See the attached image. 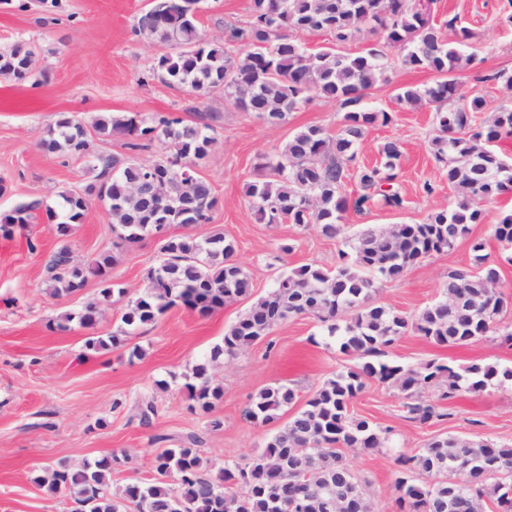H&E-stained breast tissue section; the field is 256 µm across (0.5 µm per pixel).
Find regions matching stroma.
Wrapping results in <instances>:
<instances>
[{"mask_svg":"<svg viewBox=\"0 0 512 512\" xmlns=\"http://www.w3.org/2000/svg\"><path fill=\"white\" fill-rule=\"evenodd\" d=\"M17 5L18 0H0V44L22 40L34 47L36 81L0 79V184L5 187L0 193V216L34 200L42 207L32 212L25 228L0 236V512H75L70 494H48L36 484V476L48 468L77 465L125 449L131 454L129 463L112 472V487L119 490L152 480L154 456L163 448L179 447L190 434L201 437V456L220 468L225 461L263 448L269 427L246 415L262 388L287 384L299 396H307L336 372L344 358L333 340L321 336L317 320L290 319L218 370L216 380L224 395L207 415L193 409L184 376L223 342L244 302L205 316L181 307L170 309L134 336V343L144 351L134 361L121 350L84 355L87 336H109L119 330L122 305L104 307L91 328L75 324L66 331L54 329L58 316L79 311L96 299L100 285L92 279L76 294L52 296L45 273L51 255L64 243L80 264L113 254L109 277L131 300L143 291L159 244L149 237L116 247L113 226L95 199L67 241H60L51 230L46 207L56 206L61 193L82 190L93 180L82 162L58 158L38 146L61 114L88 120L130 112L146 121L169 112L186 121L200 111L219 115L216 142L200 166L217 197L211 221L203 226L173 225L169 231L176 235L217 231L234 240L236 259L257 296L269 289L281 270L308 263L334 267L348 238L366 226L423 223L433 210L452 203L456 192L433 155V112L406 109L396 98L399 88L425 87L434 75L398 67L388 82L377 83L366 93L365 107L389 112L392 120L368 129L360 159L380 162V145L388 139L399 141L403 209L374 205L361 212L347 211L341 234L333 238L323 236L315 225L258 223L246 186L257 177L260 155L274 152L289 134L308 125L338 133L343 114L336 102L314 98L292 112L287 124L271 128L254 114L236 109L222 91L199 99L145 80L152 59L165 51L133 33L148 0H59L55 8L28 0L22 11ZM204 7L200 30L207 39H219L225 26L247 20L250 0H206ZM510 15L512 0H434L432 5L434 23L443 26L454 18L470 30L465 50L477 54L480 63L459 78L464 91L479 92L493 111L512 106V88L493 78L500 70L512 71V24L506 21ZM427 183L433 194H425ZM483 210L481 223L472 227L473 237L485 242L491 258L512 254V245L494 236L495 224L512 213V193L485 204ZM32 242L37 245L33 251L28 248ZM284 244L291 245V252H281ZM472 264L469 241H459L452 250L408 268L400 279L381 281L375 300L405 314L417 313L439 298L449 271ZM386 357L410 365L433 361L459 371L484 362L512 366V347L488 339L440 346L410 333ZM116 399L125 401L124 409L113 410ZM144 399L154 400L158 407L148 427L140 425L136 416V406ZM403 403L397 389L373 381L355 399L352 410L391 428L397 447L408 453L441 433L512 442L511 382L480 393H460L448 403L450 418L424 425L405 418ZM214 417L222 422L215 431L209 426ZM343 456L353 472L369 483L376 512H399L392 454L347 448Z\"/></svg>","mask_w":512,"mask_h":512,"instance_id":"obj_1","label":"stroma"}]
</instances>
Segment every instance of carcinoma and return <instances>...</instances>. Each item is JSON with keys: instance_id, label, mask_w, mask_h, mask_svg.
I'll list each match as a JSON object with an SVG mask.
<instances>
[{"instance_id": "carcinoma-1", "label": "carcinoma", "mask_w": 512, "mask_h": 512, "mask_svg": "<svg viewBox=\"0 0 512 512\" xmlns=\"http://www.w3.org/2000/svg\"><path fill=\"white\" fill-rule=\"evenodd\" d=\"M194 0H154L135 20L141 39L169 46L154 58L146 78L169 87L185 88L198 98L215 90L242 112H251L270 126H282L290 113L316 97L336 101L343 126L333 135L309 125L288 136L272 154L262 158L261 178L248 184L246 195L263 224H315L334 238L341 233L344 214L373 205L401 209V147L384 141L382 162H358L359 145L368 127L391 122V115L364 107L366 91L389 81L393 52L409 69L436 75L425 88L405 87L398 100L409 109L426 106L435 112V158L444 164L456 199L430 213L421 224L366 227L347 241L349 251L333 270L315 263L281 271L270 290L252 297V282L234 260L236 244L221 233L202 236L168 235L159 240L160 259L147 270L145 289L129 301L121 314L120 330L110 336H89L90 353L128 347L143 326L156 322L169 309L182 306L206 315L224 305L250 300L239 318L225 331L223 344L195 364L185 387L204 412L222 398L214 383L222 361L245 352L292 318L310 315L336 338L341 354L349 358L331 377L317 386L303 405L266 439L263 449L239 462L213 470L203 460L194 435L180 448H166L153 461L156 477L150 482L112 492V469L129 462L124 451L78 466H63L37 479L50 494L67 492L81 503V512H327L326 503L352 493L359 512H375L374 495L343 460L341 449L379 451L391 444L392 430L353 415L351 405L366 385L377 381L398 389L407 399L406 418L427 424L448 418L443 402L461 390L482 392L512 381V366L474 363L458 373L432 361L409 366L384 359L387 350L409 332L441 346L465 345L497 334L512 345V323H504L509 297L496 287L500 265L488 260L485 244H472L474 266L448 272L441 296L416 314L407 315L373 301L378 281L397 280L405 271L432 255L446 252L480 223L482 204L512 189V162L502 158L493 144L512 136V109L492 113L487 121L477 114L488 109L476 91L465 94L454 74L470 65L474 56L460 49L470 31L448 21L455 39L447 38L432 20L431 7L412 0H251L243 26L225 27L224 39L207 40L198 21L190 17ZM327 31L346 43L363 31L375 35L358 54L319 48L309 51L299 35ZM18 59L0 58V77L27 82L33 76L35 51L14 43ZM218 116L199 114L193 122L166 115L147 125L137 115L98 116L86 125L63 116L56 129L39 142L47 153L79 159L97 155L90 167L94 183L85 192L61 195L60 210L46 209L59 238L80 224L95 195L124 224L116 236L132 245L148 237L156 225L201 226L210 222L216 197L209 181L199 176L184 180L182 171L198 167L210 153ZM114 135L129 138L127 148L143 150L157 141L164 151L143 163L134 157L113 156L99 142ZM356 179L363 193L355 199L344 193ZM41 202L18 207L0 219V234L8 237L28 223ZM113 256L103 253L88 266L74 263L68 245H61L47 264L53 293L71 295L89 278L102 284L98 298L62 321L82 327L94 325L99 311L123 296L107 279ZM138 346L128 357L140 358ZM299 400L297 391L278 384L260 390L248 416L269 424L278 421ZM475 461L464 479L448 468V455ZM394 464L400 512H475L492 501L497 512H512V443L475 440L440 434L408 455L398 451ZM454 490L460 504L440 509L431 486Z\"/></svg>"}]
</instances>
